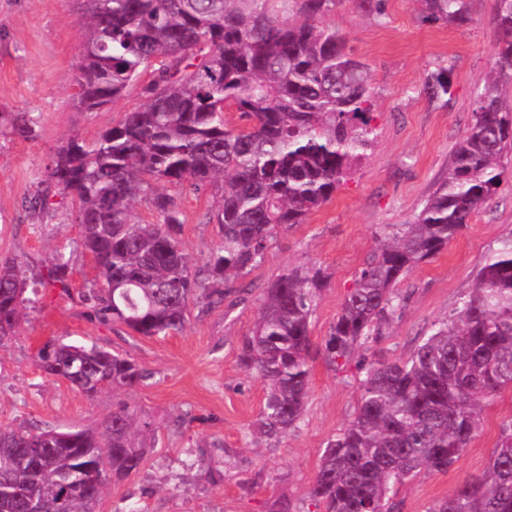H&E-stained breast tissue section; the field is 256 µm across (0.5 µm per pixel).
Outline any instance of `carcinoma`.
<instances>
[{
	"label": "carcinoma",
	"instance_id": "carcinoma-1",
	"mask_svg": "<svg viewBox=\"0 0 512 512\" xmlns=\"http://www.w3.org/2000/svg\"><path fill=\"white\" fill-rule=\"evenodd\" d=\"M77 104H112L149 71L144 105L88 142L72 135L48 169L50 191L76 204L81 241L100 282L82 294L83 316L147 338L184 327L190 305L224 307L231 285L264 259L278 231L305 222L366 155L373 139L372 89L347 37L325 21L333 0H80ZM426 17L467 18V0H420ZM497 67L475 100L448 176L414 222L390 224L360 269L320 349L310 320L320 271H292L264 288L260 317L240 360L267 386L257 432L272 440L296 427L312 355L335 367L356 361L362 393L349 424L320 451L310 496L322 512H400L398 486L425 471L446 472L479 432L483 411L512 387V236L487 257L456 316L442 321L407 359L369 362L404 306L406 274L440 252L489 202L512 154V0H495ZM450 69L427 92L449 93ZM246 121L230 128L225 112ZM29 137L34 119L5 117ZM221 189L214 211L220 243L194 274L180 247L177 198L167 188ZM157 215L142 224L134 207ZM70 259L53 256L47 278L66 283ZM28 277L0 261V345L24 318ZM46 374L92 397L134 391L151 373L97 345L50 341L38 352ZM136 413L120 401L99 433L19 430L0 425V499L9 512H94L107 474L137 471L144 449ZM429 512H512V422L501 427L488 467Z\"/></svg>",
	"mask_w": 512,
	"mask_h": 512
}]
</instances>
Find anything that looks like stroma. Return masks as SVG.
<instances>
[{
  "mask_svg": "<svg viewBox=\"0 0 512 512\" xmlns=\"http://www.w3.org/2000/svg\"><path fill=\"white\" fill-rule=\"evenodd\" d=\"M493 0H469V21L426 18L420 0H335L325 14L368 69L374 97L373 145L330 200L305 223L279 232L262 264L235 285L231 305L191 312L184 328L145 338L119 325L88 321L81 294L97 277L81 243L70 196L52 193L48 209L32 210L48 168L73 133L87 140L116 125L145 102L134 83L112 106L85 112L75 104L73 77L81 63L77 0H0V113L24 112L36 134L0 132V259L15 258L33 273H47L50 258L72 259L69 293L40 287L16 336L0 347V423L13 427L99 431L124 400L151 425L139 471L107 478L98 512H272L289 500L293 512H317L309 495L326 440L351 420L360 398L355 365L310 360L305 412L275 440L256 435L266 385L239 359L259 316L262 290L294 268L321 269L326 281L311 317L310 336L321 346L375 251L388 224H407L452 163L473 120L474 100L496 59ZM450 70V92L433 98L428 76ZM485 208L437 255L400 282L407 301L369 360L408 358L434 325L453 319L484 260L512 235V160ZM181 247L192 269L204 268L220 241L212 219L213 189L178 196ZM112 348L152 372L147 386L124 394L104 389L89 397L37 365L49 340ZM512 420V388L484 412L483 428L448 472H425L399 486L401 512H428L464 478L481 474L502 424ZM208 468H200L198 454Z\"/></svg>",
  "mask_w": 512,
  "mask_h": 512,
  "instance_id": "obj_1",
  "label": "stroma"
}]
</instances>
